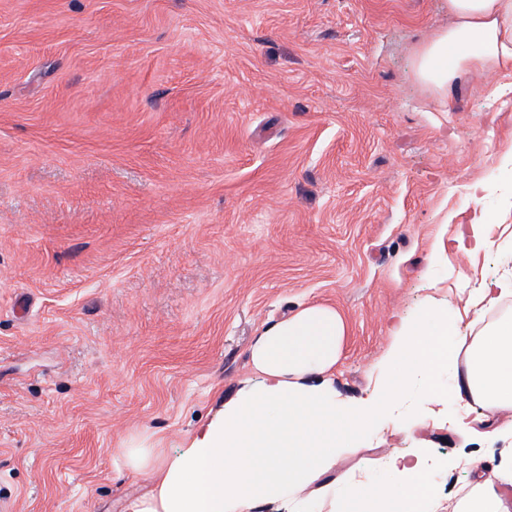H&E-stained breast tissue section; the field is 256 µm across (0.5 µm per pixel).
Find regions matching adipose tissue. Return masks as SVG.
Instances as JSON below:
<instances>
[{"instance_id": "obj_1", "label": "adipose tissue", "mask_w": 512, "mask_h": 512, "mask_svg": "<svg viewBox=\"0 0 512 512\" xmlns=\"http://www.w3.org/2000/svg\"><path fill=\"white\" fill-rule=\"evenodd\" d=\"M448 11L455 24L421 47L415 71L450 101L473 70H512V0H448ZM346 333L343 316L322 305L263 326L251 349L257 385L225 404L203 439L172 456L146 443L120 449L130 468L155 471L151 491L130 502L127 512H253L259 502L270 512H312L316 498L336 493L328 473L342 438L370 431L388 401L418 376L430 400L467 396L488 416L512 408V316L473 338L464 370L447 386L442 376L454 359L457 316L445 304L425 302L415 316L394 324L384 357L389 374L368 397L340 404L328 375ZM467 466L476 493L461 512H512L497 491L512 486V459L489 477L480 459L470 458ZM433 505L426 462L409 466L396 454L375 490L359 483L347 489L339 512H433Z\"/></svg>"}]
</instances>
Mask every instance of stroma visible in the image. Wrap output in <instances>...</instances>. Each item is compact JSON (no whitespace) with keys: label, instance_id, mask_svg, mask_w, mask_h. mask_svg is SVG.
<instances>
[{"label":"stroma","instance_id":"obj_1","mask_svg":"<svg viewBox=\"0 0 512 512\" xmlns=\"http://www.w3.org/2000/svg\"><path fill=\"white\" fill-rule=\"evenodd\" d=\"M451 22L448 0H0V505L126 512L153 479L117 449L176 454L302 307L347 322L340 400L425 300L469 339L512 315V293L467 295L512 283V111L490 94L512 78L473 72L444 107L414 61ZM399 406L350 437L337 485L418 452L458 512V459L512 456V409L486 436L471 400ZM505 292V288L499 282L484 283L479 288H473L469 293L471 299L483 308L490 310L495 308Z\"/></svg>","mask_w":512,"mask_h":512}]
</instances>
